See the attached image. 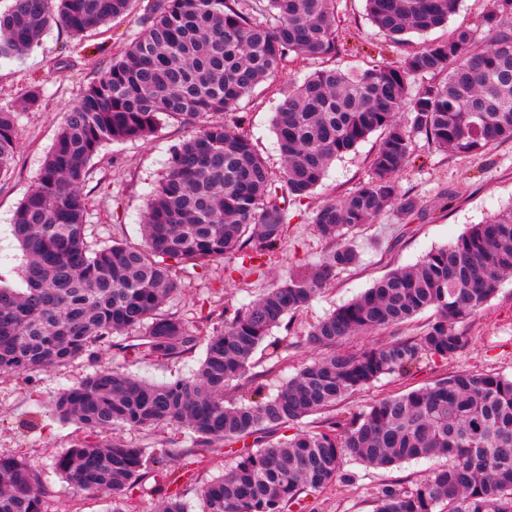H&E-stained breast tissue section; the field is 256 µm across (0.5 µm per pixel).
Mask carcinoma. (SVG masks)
Returning <instances> with one entry per match:
<instances>
[{"instance_id": "1", "label": "carcinoma", "mask_w": 512, "mask_h": 512, "mask_svg": "<svg viewBox=\"0 0 512 512\" xmlns=\"http://www.w3.org/2000/svg\"><path fill=\"white\" fill-rule=\"evenodd\" d=\"M132 0H12L0 14V57L21 56L56 24L73 35L130 10ZM459 0H366L371 22L396 43L448 24ZM145 32L66 108L55 143L17 207L13 232L22 251L18 290L0 285V374H33L74 359L114 336L139 331L131 348L143 358L173 360L204 346L190 378L156 384L103 367L65 387L47 410L89 433L179 425L192 447L141 448L79 441L54 468L79 492L121 497L153 478L170 484L166 460L201 456L252 440L224 475L202 483L204 512H290L307 489L345 479L346 457L384 468L445 457L448 463L411 488L384 487L375 512H512V378L459 373L431 387L384 398L319 430L269 440L281 428L336 405L385 375L426 358L456 355L468 338L456 324L483 309L512 277V207L475 224L456 241L394 270L313 324L309 342L331 348L277 393L253 385L252 359L284 317L307 307L336 270L358 261L344 244L313 270L267 289L250 303L201 316L190 330L161 308L180 275L218 259L255 262L284 238L286 199L301 200L329 163L376 131L382 137L373 177L313 222L342 239L392 208L402 216L420 201L396 178L410 163L412 135L460 155L512 140V0H495L488 40L458 26L443 41L409 51L399 67L322 69L288 87L274 116L282 168L274 179L238 127L216 115L235 109L288 57L336 54V0H153ZM426 76L439 82L412 83ZM209 116L176 146L152 192L142 243L91 250L81 187L108 141L145 140L163 121ZM15 113L0 110V175L16 150ZM431 310L419 337L376 342L357 352L342 340L398 326ZM234 382L249 397L225 404ZM0 512H44L41 478L22 459L0 455Z\"/></svg>"}]
</instances>
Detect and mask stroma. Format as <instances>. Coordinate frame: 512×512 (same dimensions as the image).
Returning <instances> with one entry per match:
<instances>
[{
    "instance_id": "1",
    "label": "stroma",
    "mask_w": 512,
    "mask_h": 512,
    "mask_svg": "<svg viewBox=\"0 0 512 512\" xmlns=\"http://www.w3.org/2000/svg\"><path fill=\"white\" fill-rule=\"evenodd\" d=\"M151 2L133 0L127 15L81 36L50 27L23 56L0 57V109L17 114L13 164L10 172L0 178L1 285H22V252L12 233V217L43 166L64 120L66 105L78 99L90 82L104 76L113 60L145 32ZM492 8V0H460L458 11L447 26L425 37L412 35L411 41L416 46L426 40L440 41L447 37L450 28L459 25L470 27L477 39H484L485 19ZM336 12L342 33L334 56L289 58L276 77L259 84L236 110L226 115L227 120L237 122L248 134L272 170L280 168L272 118L288 83L303 80L324 67L397 66L405 55L403 48L395 46L371 23L365 0H336ZM35 89L41 94L40 101L36 107H26L25 102ZM199 128L196 122L166 123L148 140L110 142L100 149L82 187L91 248L115 241L140 244L150 192L165 174L173 147ZM378 139V134H371L354 150L337 158L310 197L289 203L286 236L265 258L259 272L235 270L229 260L214 261L182 278L177 291L168 299L165 312L177 315L193 328L203 309L241 307L267 288L316 264L332 250L333 244L316 231L315 212L370 180L371 156ZM397 181L402 192L418 198L422 214L404 220L389 208L373 223L349 232L346 241L357 250L358 263L337 272L329 291L272 330V338L288 339L286 353L276 359L264 347L255 353L251 372L267 393H276L304 365L325 355V347L307 340L310 324L347 303L391 270L417 263L429 251L456 240L472 225L512 206V141L501 142L484 153L456 155L439 149L424 135L414 136L411 162L399 173ZM459 328L467 336L468 344L453 359L425 360L408 373L381 377L336 407L305 418L301 430H316L331 419L363 410L393 394L433 386L453 373L490 372L512 377V278L505 279L484 309L460 323ZM127 343V337L117 336L94 360L79 359L28 377L0 375V453L25 459L40 474L46 512H114L119 506L108 493H77L55 473L54 457L77 441L89 438L105 445L122 440L145 448L189 445L187 431L176 425L164 426L152 434L123 428L91 436L72 421L49 415L35 419V412L60 389L74 385L97 367H114L164 383L189 376L203 356L198 350L178 360L142 359L127 351ZM241 450V445L235 444L210 452L204 466L194 463L189 456L175 459L179 480L173 489L187 502L189 512H203V502L197 494L199 485L221 476ZM440 465V459L434 458L373 469L349 459L344 464L347 482L306 491L298 512H374L376 497L383 487H412ZM173 489L136 488L128 491L127 496L136 512H155L161 498Z\"/></svg>"
}]
</instances>
